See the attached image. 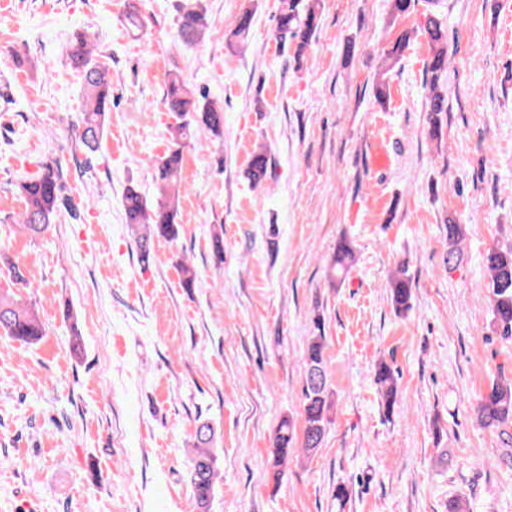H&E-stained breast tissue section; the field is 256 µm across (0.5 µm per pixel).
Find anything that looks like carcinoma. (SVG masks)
<instances>
[{"label":"carcinoma","mask_w":512,"mask_h":512,"mask_svg":"<svg viewBox=\"0 0 512 512\" xmlns=\"http://www.w3.org/2000/svg\"><path fill=\"white\" fill-rule=\"evenodd\" d=\"M319 25L317 0H281L278 17V37L297 43V53H302L315 37ZM206 28V7L203 0H187L180 10L178 36L186 43H196ZM426 39L429 55L426 62V82L429 85L427 104L430 134L441 131L442 114L447 111L442 92V77L448 70V30L434 12L425 16L420 28ZM410 41V33H403L381 55V65L375 83V98L383 106L388 100L390 72L402 59ZM71 64L82 73V118L77 137L82 148L90 153L98 150L104 131L106 112L112 108V74L99 62L89 46L87 34L80 33L71 44ZM164 105L176 117L170 127L168 151L156 161L157 200L150 206L133 188L123 197L124 220L132 230L139 249L140 259L151 257L150 242L157 235L174 238L180 214L183 150L186 144L203 131L215 138L224 136V107L196 92L181 72L171 70L164 79ZM268 177V159L265 153L256 152L247 170L249 182L258 187ZM16 187L24 202V210L17 224L22 229L41 233L64 213L77 217V207L65 197L61 171L51 165L41 167L33 174L18 179ZM448 258L451 264L458 257L457 245L463 237L462 226L448 220ZM356 261L355 249L350 240L341 239L331 265V277L342 282ZM486 286L493 295L492 328L504 340L512 339V249L491 250L484 256ZM391 303L394 311L404 315L412 309L413 282L401 266L389 280ZM314 331L304 350L305 380L303 384L301 448L306 455L321 447L327 427L331 422L333 401L330 398L329 373L325 361L324 323L320 317L313 320ZM0 332L5 337L23 344H34L45 336V328L35 311L19 300L0 295ZM375 382L379 385L380 405L390 415L398 399V385L394 372L386 361L375 364ZM477 422L484 428L498 432L502 443L512 447V378L500 375L477 400L474 408ZM214 439L213 429L207 424L197 427L193 458L188 472L195 512H208L218 476L217 459L210 448ZM296 439L292 421L283 419L275 430L271 454L276 480L284 476L281 467L288 462L289 449Z\"/></svg>","instance_id":"cac0c4a2"}]
</instances>
